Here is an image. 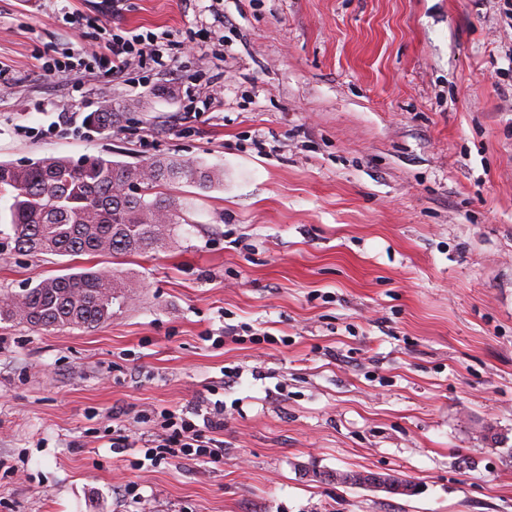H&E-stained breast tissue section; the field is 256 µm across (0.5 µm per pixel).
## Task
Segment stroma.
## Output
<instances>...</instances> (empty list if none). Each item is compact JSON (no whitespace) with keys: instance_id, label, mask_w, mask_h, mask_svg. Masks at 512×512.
<instances>
[{"instance_id":"35a3bbf8","label":"stroma","mask_w":512,"mask_h":512,"mask_svg":"<svg viewBox=\"0 0 512 512\" xmlns=\"http://www.w3.org/2000/svg\"><path fill=\"white\" fill-rule=\"evenodd\" d=\"M120 8L0 0V161L173 156L224 180L171 188L187 221L157 251H0V289L82 267L142 285L96 328L0 322V512H512L501 0ZM130 31L158 36L165 66L47 74ZM105 101L127 108L89 125ZM218 401L223 461L140 465L139 416ZM116 408L134 433L120 450ZM336 470L417 492L323 481ZM324 477L327 479L336 480V483L370 486L374 488L383 489L384 491L396 495H412L414 493V486L410 481L399 478L394 475H383L376 472L366 473H340L336 472L335 477L333 474L325 473Z\"/></svg>"}]
</instances>
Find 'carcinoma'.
Wrapping results in <instances>:
<instances>
[{
    "label": "carcinoma",
    "mask_w": 512,
    "mask_h": 512,
    "mask_svg": "<svg viewBox=\"0 0 512 512\" xmlns=\"http://www.w3.org/2000/svg\"><path fill=\"white\" fill-rule=\"evenodd\" d=\"M116 107L88 116L110 126ZM223 172L174 157L128 163L102 156L67 157L15 165L0 162V236L26 255L113 256L166 245L183 207L162 189L175 184L208 188ZM137 280L120 272L81 271L40 279L19 292L0 290V321L33 329L95 328L131 301ZM348 485L411 495L410 481L376 472L327 473Z\"/></svg>",
    "instance_id": "cac0c4a2"
}]
</instances>
